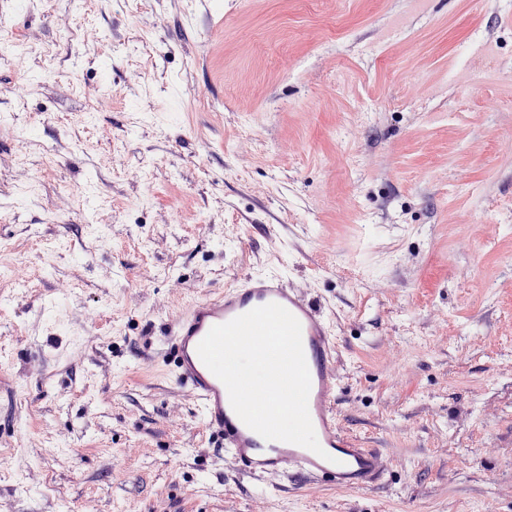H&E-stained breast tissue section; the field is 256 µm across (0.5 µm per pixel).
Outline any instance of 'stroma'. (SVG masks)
Returning <instances> with one entry per match:
<instances>
[{"instance_id": "35a3bbf8", "label": "stroma", "mask_w": 512, "mask_h": 512, "mask_svg": "<svg viewBox=\"0 0 512 512\" xmlns=\"http://www.w3.org/2000/svg\"><path fill=\"white\" fill-rule=\"evenodd\" d=\"M268 274L369 491L244 474L173 373ZM0 512H512V0H0Z\"/></svg>"}]
</instances>
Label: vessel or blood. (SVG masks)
<instances>
[{"label": "vessel or blood", "instance_id": "b4317fda", "mask_svg": "<svg viewBox=\"0 0 512 512\" xmlns=\"http://www.w3.org/2000/svg\"><path fill=\"white\" fill-rule=\"evenodd\" d=\"M276 303L301 324L303 351L311 388L309 415L321 446L313 452L303 446L266 440L250 429L233 410L225 385L205 366L197 348L212 327ZM173 366L180 383L200 403L203 422L217 433L239 468L256 477L286 474L324 479L339 489L365 491L382 476L386 464L377 449L361 448L340 430L332 362L335 340L313 305L287 288L280 278L251 275L216 295L193 302L178 315L173 331Z\"/></svg>", "mask_w": 512, "mask_h": 512}]
</instances>
